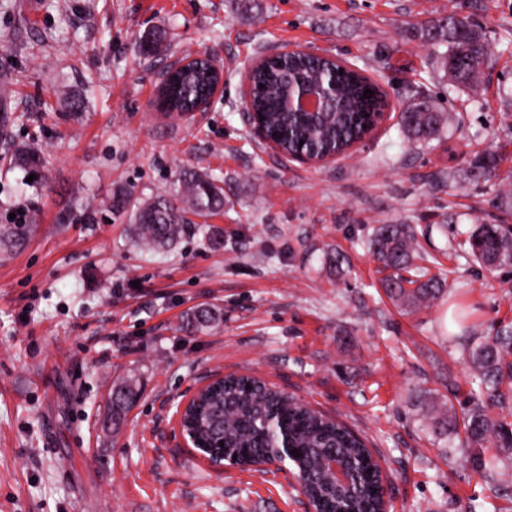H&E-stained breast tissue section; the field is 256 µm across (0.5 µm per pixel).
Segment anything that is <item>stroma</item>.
<instances>
[{"label":"stroma","mask_w":512,"mask_h":512,"mask_svg":"<svg viewBox=\"0 0 512 512\" xmlns=\"http://www.w3.org/2000/svg\"><path fill=\"white\" fill-rule=\"evenodd\" d=\"M456 2L0 0V512H306L288 472L216 470L185 446L177 403L232 373L354 430L383 460L390 512H512V491L430 428L447 378L454 406L466 399L472 342L512 323V266L460 247L506 200L463 172L496 148L512 170V0L476 15L495 58L477 92L449 87L408 33ZM156 30L168 50L143 53ZM295 48L356 65L390 97L393 117L353 158L275 155L246 121L245 67ZM199 51L224 69L211 108L157 111L164 68ZM417 85L452 120L412 146L398 114ZM185 167L217 179L223 211L166 250L135 246L116 200L173 191ZM83 207L94 223L73 221ZM381 224L412 225L452 272L442 299L409 312L387 296L367 247ZM205 306L219 322L184 330ZM126 375L140 398L105 432Z\"/></svg>","instance_id":"stroma-1"}]
</instances>
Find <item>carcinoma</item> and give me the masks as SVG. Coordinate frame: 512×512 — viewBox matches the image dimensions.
<instances>
[{"label":"carcinoma","instance_id":"1","mask_svg":"<svg viewBox=\"0 0 512 512\" xmlns=\"http://www.w3.org/2000/svg\"><path fill=\"white\" fill-rule=\"evenodd\" d=\"M413 38L434 47L435 55L451 84L473 87L481 68L493 54L481 25L467 20L456 23L446 16L414 23ZM335 78V89L326 111L316 114L290 112L285 107L290 86L298 81L317 83ZM214 80L206 65L176 74L162 86L171 108L192 109L203 99ZM375 87L346 66L316 55L267 56L252 75L255 111L263 117L268 136L288 153L313 152L331 155L344 151L361 138L370 125L377 95L364 97ZM447 115L430 97L409 101L401 115L403 134L412 144L428 143L440 134ZM503 157L489 150L474 156L468 177H495ZM177 190L159 194L148 202L136 203L130 218L136 224L135 240L142 246L169 245L191 225L189 215L206 218L224 208V190L213 177L185 170L177 178ZM473 257L487 267L512 264V231L501 224H480L465 239ZM370 251L383 269L391 271L384 288L389 297L408 308L428 305L446 288V280L416 263V239L406 224H382L369 243ZM475 368L468 409L457 415L453 405L448 414L434 420L441 434L463 436L472 449V468L483 474L498 471L500 458L512 457V428L492 417L487 407L504 408L512 403V325L483 337L469 351ZM140 397L137 380L128 377L112 386L106 413L110 429L117 431L126 414ZM288 426L292 447L299 457L293 466L300 473L306 493L318 512H349L352 500L359 512H375L374 488L379 474L372 470L370 453L363 442L339 422L328 418L254 376L224 377L200 395L184 416L204 448L250 461L272 455L279 446L278 432L264 428L269 418ZM334 453L353 463L352 491L336 492L321 469L322 458Z\"/></svg>","mask_w":512,"mask_h":512}]
</instances>
